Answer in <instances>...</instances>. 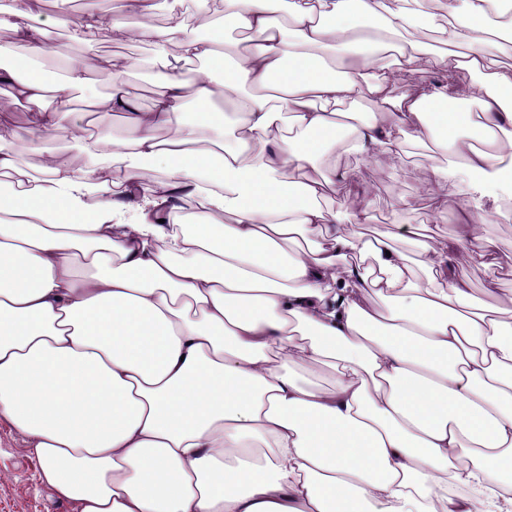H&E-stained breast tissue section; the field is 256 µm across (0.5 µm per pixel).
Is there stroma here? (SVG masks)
<instances>
[{
	"mask_svg": "<svg viewBox=\"0 0 512 512\" xmlns=\"http://www.w3.org/2000/svg\"><path fill=\"white\" fill-rule=\"evenodd\" d=\"M148 44L120 45L107 37L86 44L67 42L65 55L48 53L40 61L47 82H54L66 65L67 58H79L86 67L88 86L73 90V104L78 109L92 107L94 123L105 144L97 161L101 170H109L112 139H126L127 128L121 114L109 112L103 106L111 92L112 81L101 75L97 63L107 56L117 65L127 59L151 54ZM405 165L389 169L362 158L346 147L336 150V166L348 176V185L337 186L328 192L326 204L337 215H346L360 205H367L371 221L358 226L345 225V232L364 234L387 233L394 237L395 246L408 251L404 227L417 224L435 239L448 243L462 230L461 210L465 200L454 188L435 186L433 169L446 165L448 156L435 150L430 141L406 139ZM439 191L443 206L441 213H434L431 206L432 191ZM411 201L413 210H406L404 201ZM487 234L497 245L496 258L501 267L497 294L486 293L487 279L483 269L475 264L465 267L464 279L474 303L497 305L499 298L512 295V220L506 221L484 210L481 215ZM39 464L22 446L9 420L0 415V512H76L74 505L61 499L47 485L41 483Z\"/></svg>",
	"mask_w": 512,
	"mask_h": 512,
	"instance_id": "obj_1",
	"label": "stroma"
}]
</instances>
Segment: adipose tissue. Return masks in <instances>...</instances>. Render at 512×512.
<instances>
[{"label":"adipose tissue","mask_w":512,"mask_h":512,"mask_svg":"<svg viewBox=\"0 0 512 512\" xmlns=\"http://www.w3.org/2000/svg\"><path fill=\"white\" fill-rule=\"evenodd\" d=\"M38 2L0 7L26 50L0 68V112L30 113L0 123V173L17 177L0 201V415L41 482L79 512H505L487 491L512 476V297L475 308L459 276L473 261L494 269V240L468 214L448 246L407 225L408 254L386 235L341 234L322 204L344 133L397 169L410 130L450 150L436 183L512 218V68L477 39L500 0H437L448 22L435 59L419 35L427 0H288L284 15L273 0H224L220 26L198 0L197 37L184 0L160 27L153 0L109 17ZM367 18L408 33L398 67L355 49ZM52 29L154 47L142 65L161 90L147 109L99 62L113 78L105 105L131 133L107 178L102 138L66 103L84 64L69 60L52 86L34 64ZM228 29L252 33L251 48L233 50ZM192 60L204 66L188 81ZM404 69L434 77L399 95ZM459 70L469 80L449 81ZM220 95L237 112L214 152L210 125L182 110L213 114ZM364 99L371 120L346 122ZM58 131L86 166L40 150ZM19 143L38 152L34 170ZM178 195L202 198L193 223H172ZM319 364L329 379L312 376ZM452 478L470 497L449 499Z\"/></svg>","instance_id":"obj_1"}]
</instances>
